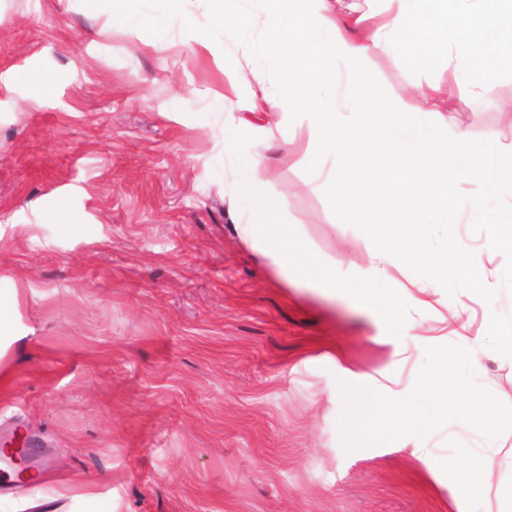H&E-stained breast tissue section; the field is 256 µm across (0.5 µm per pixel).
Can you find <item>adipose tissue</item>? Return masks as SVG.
Masks as SVG:
<instances>
[{"mask_svg":"<svg viewBox=\"0 0 512 512\" xmlns=\"http://www.w3.org/2000/svg\"><path fill=\"white\" fill-rule=\"evenodd\" d=\"M376 2L364 12L356 0H206L226 42L243 46L245 34L259 21L275 49L313 67L312 100L305 110L262 72L240 67L232 77L249 87V111L282 113L290 126L306 131V153L329 200H350L382 185V176L367 169L355 150L374 141L381 151L431 173L429 191L435 197L468 183L466 221L485 225L489 245L497 246L501 225L512 223V212L500 209L503 196H512V146L486 142L479 156H472L451 105L490 101L503 68H512V0ZM408 26L418 30L427 53L403 40ZM428 54L444 60L447 76L383 95L382 111L391 120L369 128L357 89L360 71L378 55L408 56L419 63ZM242 232L284 280L335 288V279L316 275L289 225L246 224Z\"/></svg>","mask_w":512,"mask_h":512,"instance_id":"adipose-tissue-1","label":"adipose tissue"}]
</instances>
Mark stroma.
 Returning <instances> with one entry per match:
<instances>
[{
	"instance_id": "stroma-1",
	"label": "stroma",
	"mask_w": 512,
	"mask_h": 512,
	"mask_svg": "<svg viewBox=\"0 0 512 512\" xmlns=\"http://www.w3.org/2000/svg\"><path fill=\"white\" fill-rule=\"evenodd\" d=\"M163 32L129 31L113 0H0V296L16 299L0 356L5 430L49 472H7L0 512H512V431L453 421L426 439L345 450L341 383L402 398L430 346L472 353L512 404V225L429 238L392 210L337 209L264 142L230 90L242 52L203 0H152ZM210 36L206 51L196 34ZM445 64L377 57L365 94ZM474 146L512 144V114L458 103ZM262 154L281 215L234 196L240 156ZM278 219L335 263L336 292L280 280L241 233ZM486 282L438 273L451 240ZM417 251L365 287L374 252Z\"/></svg>"
}]
</instances>
